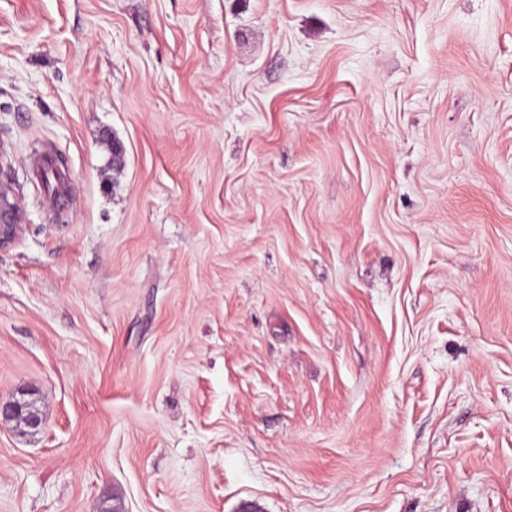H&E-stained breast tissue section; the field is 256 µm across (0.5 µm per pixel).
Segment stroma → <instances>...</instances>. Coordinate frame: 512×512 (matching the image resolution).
I'll return each instance as SVG.
<instances>
[{"label":"stroma","mask_w":512,"mask_h":512,"mask_svg":"<svg viewBox=\"0 0 512 512\" xmlns=\"http://www.w3.org/2000/svg\"><path fill=\"white\" fill-rule=\"evenodd\" d=\"M0 173V512H512V0H0ZM9 191V187L0 181V249L15 240L19 227L16 210L8 203ZM30 392L22 391L20 398L12 397L0 402L1 421L13 422L17 426H23L25 431L39 433L44 427L43 417L29 410L24 402V397Z\"/></svg>","instance_id":"stroma-1"}]
</instances>
